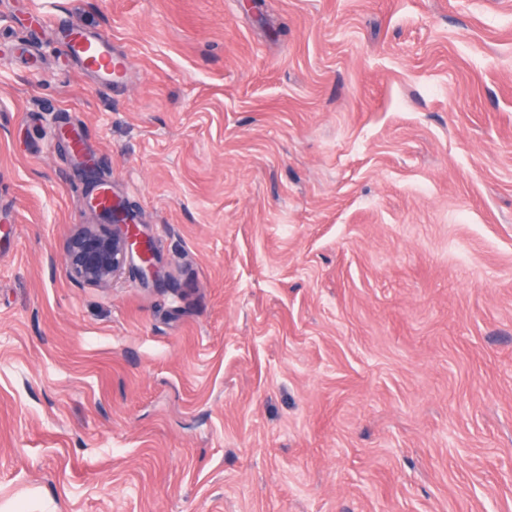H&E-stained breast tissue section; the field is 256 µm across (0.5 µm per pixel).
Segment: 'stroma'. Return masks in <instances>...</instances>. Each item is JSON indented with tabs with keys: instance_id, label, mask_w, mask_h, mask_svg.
I'll return each instance as SVG.
<instances>
[{
	"instance_id": "1",
	"label": "stroma",
	"mask_w": 512,
	"mask_h": 512,
	"mask_svg": "<svg viewBox=\"0 0 512 512\" xmlns=\"http://www.w3.org/2000/svg\"><path fill=\"white\" fill-rule=\"evenodd\" d=\"M0 512H512V0H0ZM62 32L69 55L97 80L100 89L110 91L126 81L125 58L114 51L108 35L92 33L73 24ZM93 193L99 194L104 205H112V212L101 205L98 196L93 202L88 200L89 208L106 224H81L71 235L65 259L68 276L80 285L110 288L126 267L135 266L142 280L156 278L158 256L138 227L142 224L132 223L133 207L113 196L104 183L94 187Z\"/></svg>"
}]
</instances>
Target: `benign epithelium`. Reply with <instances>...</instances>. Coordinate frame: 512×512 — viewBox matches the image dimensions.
<instances>
[{"label":"benign epithelium","instance_id":"7a95c632","mask_svg":"<svg viewBox=\"0 0 512 512\" xmlns=\"http://www.w3.org/2000/svg\"><path fill=\"white\" fill-rule=\"evenodd\" d=\"M102 220L100 224H81L71 235L66 250L68 276L80 285L109 288L115 278L133 267L141 279L157 276L158 256L134 220V209L124 199L112 197V210L99 198L88 202Z\"/></svg>","mask_w":512,"mask_h":512}]
</instances>
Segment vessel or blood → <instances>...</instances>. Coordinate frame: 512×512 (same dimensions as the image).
I'll use <instances>...</instances> for the list:
<instances>
[{
  "mask_svg": "<svg viewBox=\"0 0 512 512\" xmlns=\"http://www.w3.org/2000/svg\"><path fill=\"white\" fill-rule=\"evenodd\" d=\"M64 43L69 55L97 80L100 89L109 91L126 81L125 58L114 51L108 35L71 25L64 31Z\"/></svg>",
  "mask_w": 512,
  "mask_h": 512,
  "instance_id": "obj_1",
  "label": "vessel or blood"
}]
</instances>
